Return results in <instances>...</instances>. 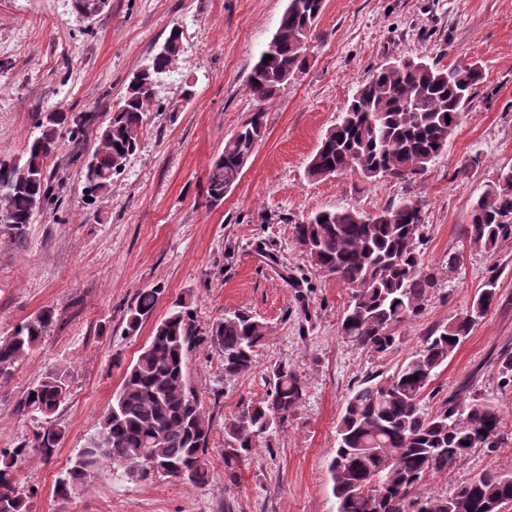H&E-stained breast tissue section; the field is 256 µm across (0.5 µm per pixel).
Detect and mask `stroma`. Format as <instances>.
Returning <instances> with one entry per match:
<instances>
[{"instance_id": "stroma-1", "label": "stroma", "mask_w": 512, "mask_h": 512, "mask_svg": "<svg viewBox=\"0 0 512 512\" xmlns=\"http://www.w3.org/2000/svg\"><path fill=\"white\" fill-rule=\"evenodd\" d=\"M288 0H109L88 21L71 0H0V158L23 156L47 112L91 113L83 135H63L46 161L58 203L36 214L22 241L0 234V336L43 310L55 322L41 345L0 385V448L18 450V485L29 512H336L327 464L351 389L392 373L424 336L462 316L489 274L500 300L438 369L431 407L461 387L496 397L512 431V390L499 386L497 356L512 349V235L494 252L467 238L472 198L512 167V0H326L305 73L271 102L248 77ZM182 32L177 67L162 78L140 144L94 204L82 169L98 131L132 74ZM413 56L450 66L476 62L484 80L447 148L414 181L356 173L305 176L309 157L357 85L384 61ZM192 88L191 98L182 91ZM266 134L220 204L206 197L209 168L252 112ZM410 197L422 208V251L437 276L423 314L401 324L400 341L376 355L347 342L340 319L350 292L313 266L293 236L317 210L376 212ZM160 289L135 333L126 311L136 293ZM192 311L202 342L189 382L210 420L207 479H120L102 470L70 496L56 492L78 448L94 432L155 325L176 301ZM245 309L271 332L253 368L226 378L208 339L224 314ZM291 365L306 396L283 429L247 461L224 468V423L260 399L274 364ZM57 365L72 372L70 395L53 418L23 411L29 386ZM60 427L49 456L36 432ZM512 471V449L483 450L424 490L444 495L484 471Z\"/></svg>"}]
</instances>
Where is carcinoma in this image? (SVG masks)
<instances>
[{
  "mask_svg": "<svg viewBox=\"0 0 512 512\" xmlns=\"http://www.w3.org/2000/svg\"><path fill=\"white\" fill-rule=\"evenodd\" d=\"M325 0H288L276 32L248 78L253 97L268 101L304 73L302 53L316 32ZM181 33L170 31L151 63L134 74L111 121L98 136L86 165L87 196L106 191L124 171L155 104L161 75L174 68ZM271 59H265V56ZM483 81L476 63L444 66L403 57L375 67L361 81L326 130L306 165V177L323 180L346 172L364 179L415 180L446 148ZM92 121L82 113L50 112L38 122L40 135L25 158L0 159V233L19 239L44 204L57 198L45 162L55 153L62 129L73 136ZM264 112L254 113L224 142L211 164L207 197L212 204L241 177V159L252 154L265 134ZM296 242L312 265L350 290L340 322L348 342L382 355L400 337L396 329L422 315L436 277L426 269L422 246L426 224L418 202L406 198L376 214L356 209L320 210L293 226ZM512 234V167L499 170L470 204L468 237L472 247L491 252L500 237ZM498 277L490 275L473 305L486 314L498 298ZM157 288L139 291L127 311L128 331L137 330L159 300ZM44 310L0 337V383L40 344L54 322ZM476 322L454 318L423 338L389 375H372L353 387L337 426L335 455L328 464L336 512H502L512 503V471H488L446 496L420 492L423 480L448 470L478 448L493 451L508 444L500 403L488 395L454 393L435 411L428 409V387L469 335ZM269 326L249 311L224 314L208 339L224 363V375L250 371ZM199 341L192 312L177 302L153 329L149 343L124 372L114 404L60 479L57 492L69 496L103 468L131 481L163 475L200 484L205 478L210 420L188 383V355ZM501 387H512V350L497 357ZM418 379H413V376ZM67 366L47 370L27 390L23 409L46 418L69 395ZM264 396L224 423V464L249 459L258 443L296 414L305 398L301 378L287 363L275 364ZM62 431L36 435L42 455L51 454ZM18 460L0 450V512H27V495L17 487Z\"/></svg>",
  "mask_w": 512,
  "mask_h": 512,
  "instance_id": "cac0c4a2",
  "label": "carcinoma"
}]
</instances>
